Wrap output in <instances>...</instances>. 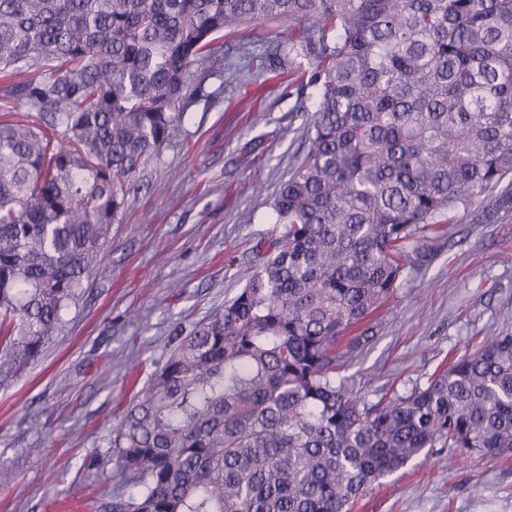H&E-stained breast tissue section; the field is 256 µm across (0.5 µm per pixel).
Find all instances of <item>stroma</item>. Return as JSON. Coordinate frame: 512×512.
<instances>
[{"mask_svg":"<svg viewBox=\"0 0 512 512\" xmlns=\"http://www.w3.org/2000/svg\"><path fill=\"white\" fill-rule=\"evenodd\" d=\"M265 23L218 38L204 88L141 170L97 273L38 359L0 368V512H95L120 489L109 448L118 412L148 384L175 336L232 299L256 243L274 235L270 202L306 151L311 102L274 74L243 85L249 53L287 44ZM459 213L433 261L367 317L372 339L344 374L369 400L427 386L450 355L512 325V211ZM350 512H512V457L445 448L368 487Z\"/></svg>","mask_w":512,"mask_h":512,"instance_id":"stroma-1","label":"stroma"}]
</instances>
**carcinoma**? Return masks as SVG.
I'll return each instance as SVG.
<instances>
[{"label": "carcinoma", "instance_id": "1", "mask_svg": "<svg viewBox=\"0 0 512 512\" xmlns=\"http://www.w3.org/2000/svg\"><path fill=\"white\" fill-rule=\"evenodd\" d=\"M270 21L301 30L256 70L312 89L307 152L243 288L119 414L101 512H345L425 450L512 453L511 325L375 402L341 375L368 337L336 350L436 225L512 209V0H0V363L37 358L87 290L192 68Z\"/></svg>", "mask_w": 512, "mask_h": 512}]
</instances>
